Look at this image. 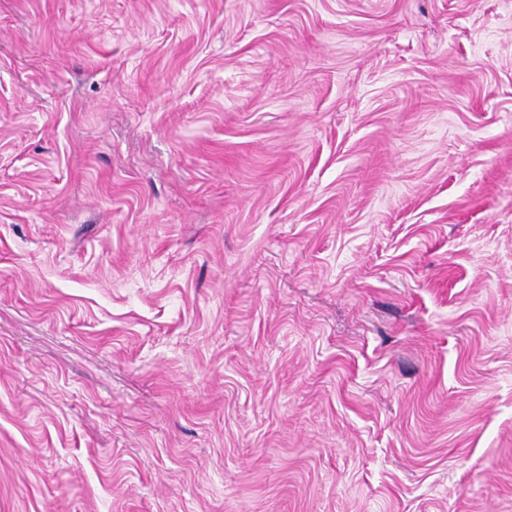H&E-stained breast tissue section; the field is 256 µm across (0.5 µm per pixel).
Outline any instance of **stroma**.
<instances>
[{"mask_svg": "<svg viewBox=\"0 0 512 512\" xmlns=\"http://www.w3.org/2000/svg\"><path fill=\"white\" fill-rule=\"evenodd\" d=\"M0 512H512V0H0Z\"/></svg>", "mask_w": 512, "mask_h": 512, "instance_id": "obj_1", "label": "stroma"}]
</instances>
